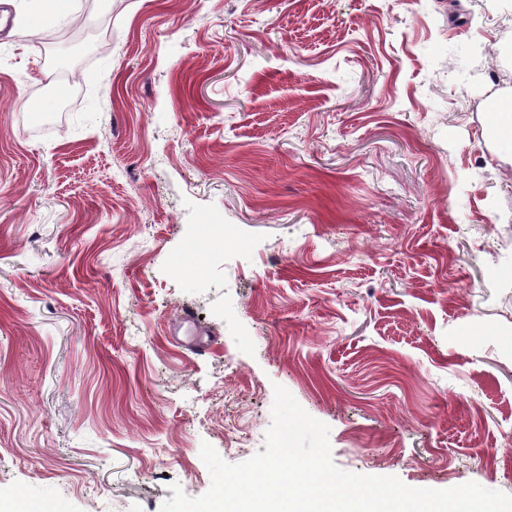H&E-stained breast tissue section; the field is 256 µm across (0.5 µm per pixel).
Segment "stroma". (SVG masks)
I'll return each mask as SVG.
<instances>
[{
	"label": "stroma",
	"instance_id": "stroma-1",
	"mask_svg": "<svg viewBox=\"0 0 512 512\" xmlns=\"http://www.w3.org/2000/svg\"><path fill=\"white\" fill-rule=\"evenodd\" d=\"M2 6L1 506L201 496L277 384L343 470L512 494V0Z\"/></svg>",
	"mask_w": 512,
	"mask_h": 512
}]
</instances>
